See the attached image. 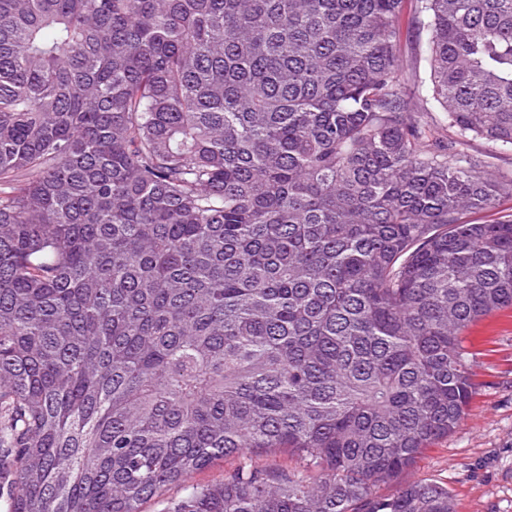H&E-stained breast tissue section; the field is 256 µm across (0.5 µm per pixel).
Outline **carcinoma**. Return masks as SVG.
<instances>
[{
  "mask_svg": "<svg viewBox=\"0 0 512 512\" xmlns=\"http://www.w3.org/2000/svg\"><path fill=\"white\" fill-rule=\"evenodd\" d=\"M0 0V479L13 512H453L404 484L512 306V0ZM453 137L417 115L430 101ZM283 448L219 486L218 457ZM426 36L421 33L415 23V0L407 2V8L401 22L400 54L406 64V77L410 80L413 74V63L425 49ZM468 148L469 157L474 163L484 164L492 161L496 172L511 174L512 150L510 148L495 147L481 139L472 140ZM460 221L472 224H492L512 219V190L499 191L491 207L468 210L459 215ZM243 462L242 457H231L216 460L208 468L195 474L190 480V484L206 485L224 482V472L231 470Z\"/></svg>",
  "mask_w": 512,
  "mask_h": 512,
  "instance_id": "cac0c4a2",
  "label": "carcinoma"
}]
</instances>
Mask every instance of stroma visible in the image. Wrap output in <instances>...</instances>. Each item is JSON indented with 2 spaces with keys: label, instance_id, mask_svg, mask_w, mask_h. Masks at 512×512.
Masks as SVG:
<instances>
[{
  "label": "stroma",
  "instance_id": "1",
  "mask_svg": "<svg viewBox=\"0 0 512 512\" xmlns=\"http://www.w3.org/2000/svg\"><path fill=\"white\" fill-rule=\"evenodd\" d=\"M463 346L476 393L457 429L403 479L447 486L454 512H512V307L473 322Z\"/></svg>",
  "mask_w": 512,
  "mask_h": 512
}]
</instances>
